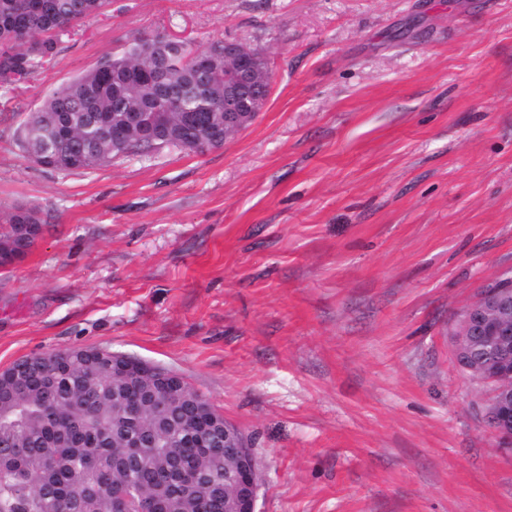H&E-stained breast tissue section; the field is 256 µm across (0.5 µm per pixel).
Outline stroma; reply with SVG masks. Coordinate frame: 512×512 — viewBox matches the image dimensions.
Returning <instances> with one entry per match:
<instances>
[{
	"mask_svg": "<svg viewBox=\"0 0 512 512\" xmlns=\"http://www.w3.org/2000/svg\"><path fill=\"white\" fill-rule=\"evenodd\" d=\"M162 33L269 61L255 122L60 172L15 132ZM0 369L74 347L182 375L247 436L259 512H512V454L452 331L512 271V0H111L0 82ZM0 269H9L22 262L33 249L31 243H37L41 237L42 225L35 209H2L0 211ZM35 223V224H26ZM39 223V224H37Z\"/></svg>",
	"mask_w": 512,
	"mask_h": 512,
	"instance_id": "1",
	"label": "stroma"
}]
</instances>
